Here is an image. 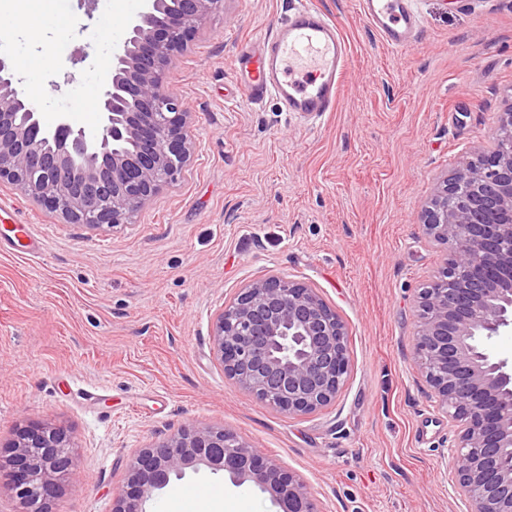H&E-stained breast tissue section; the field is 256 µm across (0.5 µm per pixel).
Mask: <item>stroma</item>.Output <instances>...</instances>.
Wrapping results in <instances>:
<instances>
[{
  "label": "stroma",
  "mask_w": 512,
  "mask_h": 512,
  "mask_svg": "<svg viewBox=\"0 0 512 512\" xmlns=\"http://www.w3.org/2000/svg\"><path fill=\"white\" fill-rule=\"evenodd\" d=\"M289 0H224L167 72L195 149L131 223H64L0 184V444L64 427L76 482L56 512H112L139 449L219 425L310 487L318 512H469L447 468L455 436L415 360L416 300L443 267L422 231L443 179L493 141L512 92V0H415L422 29L386 46L356 0H311L350 46L336 111L310 119L238 92L233 60L285 19ZM143 0H77L39 33H0V54L39 82L44 119L81 111L107 80L112 43ZM65 25H58L57 16ZM91 43L85 63L70 59ZM303 281L343 319L349 371L330 405L290 415L228 378L215 314L249 282ZM277 512L256 488L187 473L147 512Z\"/></svg>",
  "instance_id": "obj_1"
}]
</instances>
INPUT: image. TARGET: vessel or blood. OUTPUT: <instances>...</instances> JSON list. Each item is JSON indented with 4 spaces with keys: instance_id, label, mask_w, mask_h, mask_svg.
<instances>
[{
    "instance_id": "vessel-or-blood-1",
    "label": "vessel or blood",
    "mask_w": 512,
    "mask_h": 512,
    "mask_svg": "<svg viewBox=\"0 0 512 512\" xmlns=\"http://www.w3.org/2000/svg\"><path fill=\"white\" fill-rule=\"evenodd\" d=\"M359 8L395 50L407 49L421 26L414 0H359ZM347 55L336 23L309 0H292L285 22L257 46H243L234 68L251 102L272 97L286 111L318 118L336 109Z\"/></svg>"
}]
</instances>
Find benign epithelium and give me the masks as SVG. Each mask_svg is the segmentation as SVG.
Here are the masks:
<instances>
[{"instance_id":"obj_1","label":"benign epithelium","mask_w":512,"mask_h":512,"mask_svg":"<svg viewBox=\"0 0 512 512\" xmlns=\"http://www.w3.org/2000/svg\"><path fill=\"white\" fill-rule=\"evenodd\" d=\"M145 2L109 58L94 131L66 113L47 124L0 57V182L20 186L69 224L128 223L190 161L189 113L165 72L224 0ZM423 231L450 251L418 294L415 354L456 427L451 459L471 512H512V360L488 347L512 333V103L492 150L444 180ZM347 341L341 317L315 289L284 277L248 284L213 321V351L225 375L290 415L336 399L349 369ZM10 448L8 490L32 512H52L60 485L76 478L68 431L21 427ZM188 470L251 484L278 512H317L303 480L222 426L186 429L141 449L113 512H146L153 494Z\"/></svg>"}]
</instances>
